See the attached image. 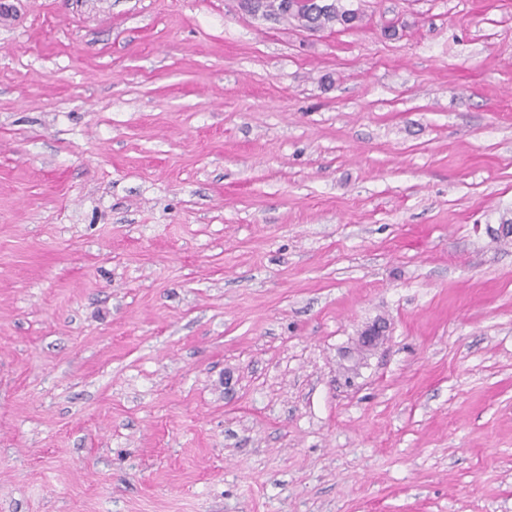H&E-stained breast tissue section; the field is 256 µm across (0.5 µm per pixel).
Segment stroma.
Masks as SVG:
<instances>
[{"mask_svg":"<svg viewBox=\"0 0 512 512\" xmlns=\"http://www.w3.org/2000/svg\"><path fill=\"white\" fill-rule=\"evenodd\" d=\"M342 3L0 0V512H512V0ZM265 12L270 17L294 18L302 23V27L315 30L330 24H340L346 27L354 26L360 19L359 14L352 9H346L340 0H331L330 4L315 5L312 0L296 1L303 3L299 8L290 9L286 0H262ZM310 3V4H308Z\"/></svg>","mask_w":512,"mask_h":512,"instance_id":"obj_1","label":"stroma"}]
</instances>
